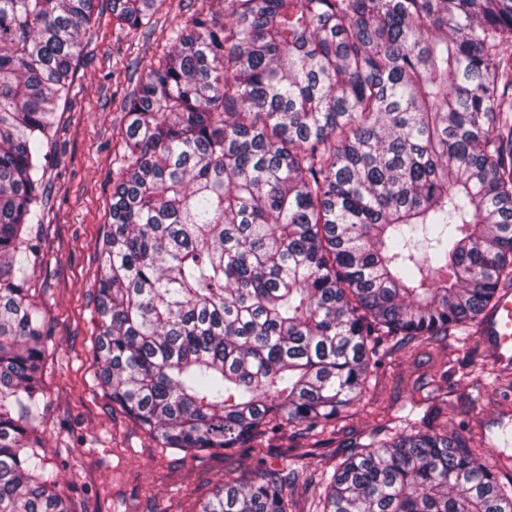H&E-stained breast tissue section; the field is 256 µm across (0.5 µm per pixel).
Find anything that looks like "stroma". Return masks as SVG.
Segmentation results:
<instances>
[{"label":"stroma","mask_w":512,"mask_h":512,"mask_svg":"<svg viewBox=\"0 0 512 512\" xmlns=\"http://www.w3.org/2000/svg\"><path fill=\"white\" fill-rule=\"evenodd\" d=\"M190 10L188 0H166L153 34L139 39L111 15L93 18L48 148L53 200L38 229L42 259L28 274L54 337L44 360L47 459L75 512H198L225 480L249 477L261 459L296 471L294 508L312 512L336 457L405 418L459 432L481 461L500 465L501 479L512 478V368L496 367L472 324L401 351L386 341L361 401L309 436L287 431L258 452L163 447L93 388L96 247L108 229L122 99L158 56L170 26Z\"/></svg>","instance_id":"35a3bbf8"}]
</instances>
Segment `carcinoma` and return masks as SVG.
Segmentation results:
<instances>
[{
	"label": "carcinoma",
	"mask_w": 512,
	"mask_h": 512,
	"mask_svg": "<svg viewBox=\"0 0 512 512\" xmlns=\"http://www.w3.org/2000/svg\"><path fill=\"white\" fill-rule=\"evenodd\" d=\"M165 2L0 0V512H74L28 286L56 110L95 13L137 32ZM210 2L125 97L97 247L96 385L182 451L325 425L379 337H447L512 284V0ZM294 479L260 459L198 512H293ZM314 512H512V479L405 420Z\"/></svg>",
	"instance_id": "cac0c4a2"
}]
</instances>
